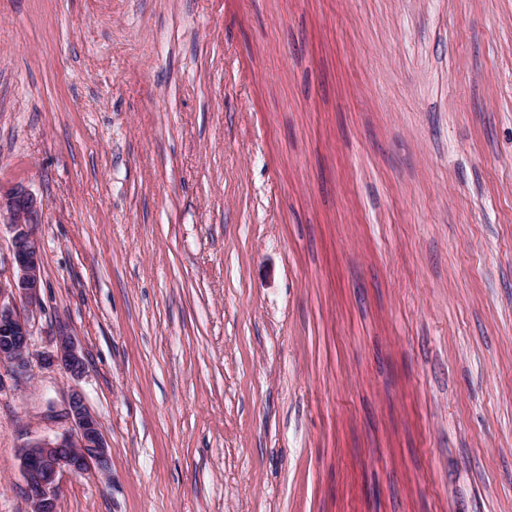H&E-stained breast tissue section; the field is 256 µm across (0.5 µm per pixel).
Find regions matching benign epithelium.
I'll return each mask as SVG.
<instances>
[{
	"mask_svg": "<svg viewBox=\"0 0 512 512\" xmlns=\"http://www.w3.org/2000/svg\"><path fill=\"white\" fill-rule=\"evenodd\" d=\"M9 215L15 272L0 281V366L20 378L31 369L32 333L29 318L41 309V244L33 227L42 221L43 204L32 193L16 187L0 189V212ZM44 364L62 368L74 379L86 373L81 347L66 331H60L54 350L42 357ZM70 430L53 439H36L22 448L20 469L27 491L29 512H56L61 479L66 473H110V458L102 425L76 389L68 400Z\"/></svg>",
	"mask_w": 512,
	"mask_h": 512,
	"instance_id": "7a95c632",
	"label": "benign epithelium"
}]
</instances>
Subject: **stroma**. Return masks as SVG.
<instances>
[{
    "mask_svg": "<svg viewBox=\"0 0 512 512\" xmlns=\"http://www.w3.org/2000/svg\"><path fill=\"white\" fill-rule=\"evenodd\" d=\"M0 187L43 203L0 512H512V0H0ZM42 361L48 366H59L74 379L86 373V364L81 347L67 331H60L55 340L54 350L46 353ZM67 414L70 430L53 439H36L22 448L20 469L30 512L57 510L64 473L101 477L110 473L101 422L76 389L69 397Z\"/></svg>",
    "mask_w": 512,
    "mask_h": 512,
    "instance_id": "stroma-1",
    "label": "stroma"
}]
</instances>
